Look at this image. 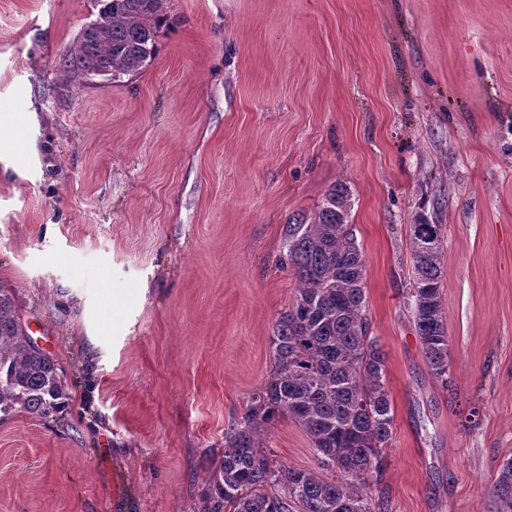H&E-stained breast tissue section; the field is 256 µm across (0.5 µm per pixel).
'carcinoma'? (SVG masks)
Here are the masks:
<instances>
[{"mask_svg":"<svg viewBox=\"0 0 512 512\" xmlns=\"http://www.w3.org/2000/svg\"><path fill=\"white\" fill-rule=\"evenodd\" d=\"M165 0H112L84 28L69 71H139L166 23ZM350 191L338 183L311 219L284 231V260L299 287L270 337L273 373L235 427L201 496V512H376L368 494L392 437L393 409L385 359L370 336L366 260L349 224ZM413 317L427 367L448 374V331L440 288L441 225H409ZM55 360L42 351L0 287V413L16 409L50 419L67 405ZM289 419L308 436L318 469L278 463L264 449L263 428ZM335 470L328 478L323 471ZM497 496L512 503V461L502 464Z\"/></svg>","mask_w":512,"mask_h":512,"instance_id":"obj_1","label":"carcinoma"}]
</instances>
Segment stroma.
I'll return each mask as SVG.
<instances>
[{
    "label": "stroma",
    "mask_w": 512,
    "mask_h": 512,
    "mask_svg": "<svg viewBox=\"0 0 512 512\" xmlns=\"http://www.w3.org/2000/svg\"><path fill=\"white\" fill-rule=\"evenodd\" d=\"M138 72L63 60L93 0H0V286L69 405L0 417V512H192L272 373L283 234L346 184L386 362V512H512V0H166ZM442 226L448 373L408 226ZM93 262L106 275L85 280ZM279 463L314 469L294 422Z\"/></svg>",
    "instance_id": "35a3bbf8"
}]
</instances>
